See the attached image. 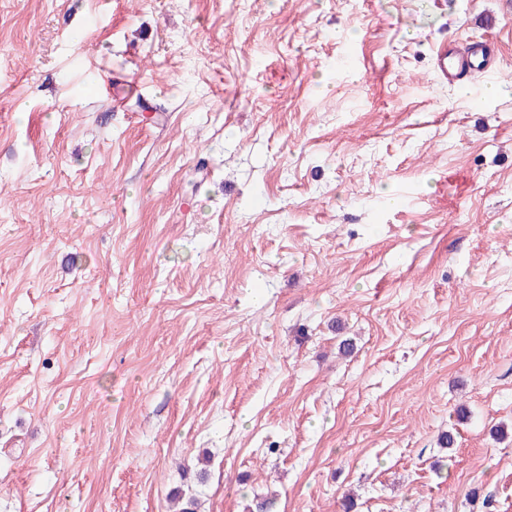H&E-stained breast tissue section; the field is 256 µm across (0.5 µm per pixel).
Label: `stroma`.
Listing matches in <instances>:
<instances>
[{
    "instance_id": "35a3bbf8",
    "label": "stroma",
    "mask_w": 512,
    "mask_h": 512,
    "mask_svg": "<svg viewBox=\"0 0 512 512\" xmlns=\"http://www.w3.org/2000/svg\"><path fill=\"white\" fill-rule=\"evenodd\" d=\"M177 492L512 512L503 0H0V512ZM493 50L488 43L470 44L457 56H448V47L441 44L434 51L438 77L441 80H464L472 86L492 79L495 74Z\"/></svg>"
}]
</instances>
